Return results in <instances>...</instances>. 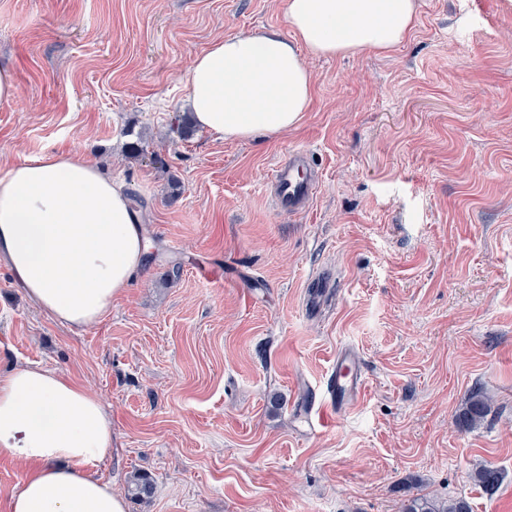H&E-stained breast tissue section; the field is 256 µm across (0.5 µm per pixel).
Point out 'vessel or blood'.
I'll use <instances>...</instances> for the list:
<instances>
[{"label": "vessel or blood", "instance_id": "b4317fda", "mask_svg": "<svg viewBox=\"0 0 512 512\" xmlns=\"http://www.w3.org/2000/svg\"><path fill=\"white\" fill-rule=\"evenodd\" d=\"M272 184L276 208L280 212L296 215L310 208L320 188L321 179L309 163L307 150L296 149L276 167ZM366 387L367 377L359 358L346 350L337 351L326 378V402L319 408L318 424L332 422L345 403L359 398Z\"/></svg>", "mask_w": 512, "mask_h": 512}]
</instances>
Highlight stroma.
Returning a JSON list of instances; mask_svg holds the SVG:
<instances>
[{
  "label": "stroma",
  "mask_w": 512,
  "mask_h": 512,
  "mask_svg": "<svg viewBox=\"0 0 512 512\" xmlns=\"http://www.w3.org/2000/svg\"><path fill=\"white\" fill-rule=\"evenodd\" d=\"M417 3L394 50L305 56L296 128L222 141L179 128L187 73L216 39L290 34L284 0H0V171L76 150L146 203L150 255L92 326L44 314L0 258V374L101 399L98 475L154 485L128 512H512V0ZM295 149L321 189L288 216L270 180ZM317 271L335 290L310 312ZM343 347L366 393L310 428ZM475 391L488 412L459 428ZM471 479L485 492H493L501 484L503 475L497 468L483 465L472 472ZM404 512H470V506L463 499L437 502L426 495H419L406 505Z\"/></svg>",
  "instance_id": "1"
}]
</instances>
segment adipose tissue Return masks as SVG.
Listing matches in <instances>:
<instances>
[{
    "mask_svg": "<svg viewBox=\"0 0 512 512\" xmlns=\"http://www.w3.org/2000/svg\"><path fill=\"white\" fill-rule=\"evenodd\" d=\"M417 0H285L290 36L272 29L214 40L187 76L195 124L221 140L295 128L313 94L303 57L388 51L408 38ZM147 242L125 183L79 152L28 157L0 174V256L50 317L99 321L142 268ZM112 445L100 399L53 370L0 377V453L28 466L9 512H127L96 472Z\"/></svg>",
    "mask_w": 512,
    "mask_h": 512,
    "instance_id": "ef3b65f1",
    "label": "adipose tissue"
}]
</instances>
